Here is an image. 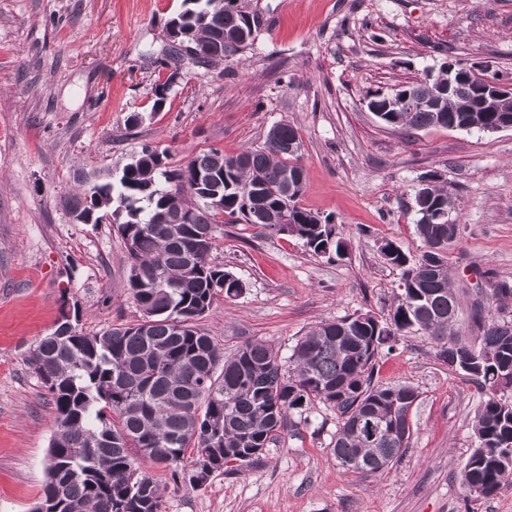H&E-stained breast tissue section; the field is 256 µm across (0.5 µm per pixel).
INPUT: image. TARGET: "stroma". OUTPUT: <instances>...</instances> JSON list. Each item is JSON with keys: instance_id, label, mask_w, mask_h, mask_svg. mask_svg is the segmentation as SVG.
<instances>
[{"instance_id": "obj_1", "label": "stroma", "mask_w": 512, "mask_h": 512, "mask_svg": "<svg viewBox=\"0 0 512 512\" xmlns=\"http://www.w3.org/2000/svg\"><path fill=\"white\" fill-rule=\"evenodd\" d=\"M264 24L240 59L189 69L164 111L151 109L167 21L182 0H0V512L40 499L56 411L28 359L62 309L94 334L142 317L127 291L130 260L111 224L76 223L65 200L85 178L115 177L150 144L173 166L213 148L260 146L285 121L302 140V207L331 216L340 257L238 222L217 226L213 264L245 289L199 320L225 352L261 339L288 356L316 323L383 317L400 271L394 242L422 254L414 188L435 176L457 200L448 250L460 300L455 334L474 339L473 303L512 283V129L405 133L381 123L368 95L437 73L449 60L491 64L512 78V0H245ZM138 123H130V115ZM379 377L419 392L414 435L391 469L340 468L329 449L336 412L310 409L300 435L257 465L213 473L205 486L166 487V512H512V484L469 501L460 484L477 446L476 409L489 396L433 344L399 337Z\"/></svg>"}]
</instances>
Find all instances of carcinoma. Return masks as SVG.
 <instances>
[{
	"label": "carcinoma",
	"instance_id": "cac0c4a2",
	"mask_svg": "<svg viewBox=\"0 0 512 512\" xmlns=\"http://www.w3.org/2000/svg\"><path fill=\"white\" fill-rule=\"evenodd\" d=\"M183 34L192 52L213 67L251 47L261 23L244 0H183L167 25ZM179 59L152 85L151 111L164 109ZM448 90V78L428 76L367 99L384 124L410 130L454 129L475 120L494 123L500 113L482 111L472 95L482 74ZM417 98L405 102L403 94ZM297 128L279 122L263 144L236 154L212 149L180 168L148 145L122 167L115 181H92L65 201L83 224L105 214L131 259L127 286L142 319L89 336L79 330L78 309L41 339L30 367L51 394L58 431L46 463V481L31 512H166L160 484L142 465L171 469L174 482L204 486L232 457L239 471L262 460L287 428L308 422L319 403L336 410L332 455L345 470L376 473L406 454L413 429L405 425L419 392L410 384L374 380L382 349L397 336L420 334L452 358L461 350L478 358L471 374L492 391L474 416L478 446L461 474L466 497L488 499L512 477V405L495 397L512 389V322L481 323L479 345L452 336L460 301L451 287L447 254L423 252L412 262L388 241L383 258L402 269L397 304L387 316L370 313L325 320L301 337L284 358L263 340H249L226 357L196 321L219 295L234 298L245 285L209 261L219 215L263 231L296 237L316 256L340 254L344 243L329 219L300 205L305 172ZM414 201L416 233L424 244L448 239L435 212L456 202L432 178ZM299 420L291 422L292 415Z\"/></svg>",
	"mask_w": 512,
	"mask_h": 512
}]
</instances>
